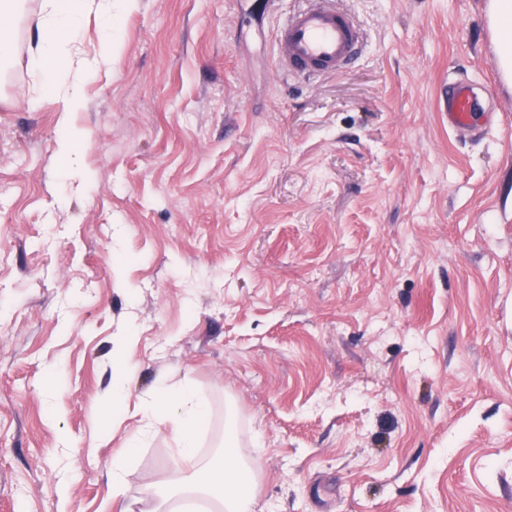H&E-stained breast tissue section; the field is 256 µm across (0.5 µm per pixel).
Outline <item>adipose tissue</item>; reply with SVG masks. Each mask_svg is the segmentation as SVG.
<instances>
[{
	"mask_svg": "<svg viewBox=\"0 0 512 512\" xmlns=\"http://www.w3.org/2000/svg\"><path fill=\"white\" fill-rule=\"evenodd\" d=\"M98 19L103 28L94 58L59 57L65 45L75 43L83 21ZM42 36L32 52L33 65L51 87L62 111L76 112L83 106L82 83L88 69L106 65L112 56V0H41ZM61 67H53L55 58ZM151 422L170 427L179 441V457L186 473L174 481L166 512H179L182 500L193 495L211 503L214 512H256L258 485L250 465L238 454L232 436L224 438V464L214 470L198 466L196 439L207 418L205 408L193 394L155 395L150 402Z\"/></svg>",
	"mask_w": 512,
	"mask_h": 512,
	"instance_id": "obj_1",
	"label": "adipose tissue"
}]
</instances>
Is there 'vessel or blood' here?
<instances>
[{
    "mask_svg": "<svg viewBox=\"0 0 512 512\" xmlns=\"http://www.w3.org/2000/svg\"><path fill=\"white\" fill-rule=\"evenodd\" d=\"M280 69L305 77L338 73L358 56L362 36L354 18L333 0H306L288 14L275 33ZM476 93L472 84L458 80L448 87L442 108L448 126L467 131L472 126Z\"/></svg>",
    "mask_w": 512,
    "mask_h": 512,
    "instance_id": "1",
    "label": "vessel or blood"
}]
</instances>
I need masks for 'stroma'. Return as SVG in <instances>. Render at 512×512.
<instances>
[{"label":"stroma","instance_id":"stroma-1","mask_svg":"<svg viewBox=\"0 0 512 512\" xmlns=\"http://www.w3.org/2000/svg\"><path fill=\"white\" fill-rule=\"evenodd\" d=\"M300 2L113 6L68 114L28 69L40 0L0 29V512H163L177 443L145 412L186 389L206 467L233 403L257 512H512L492 0H340L363 47L313 79L275 63ZM452 78L478 89L472 131L440 109Z\"/></svg>","mask_w":512,"mask_h":512}]
</instances>
